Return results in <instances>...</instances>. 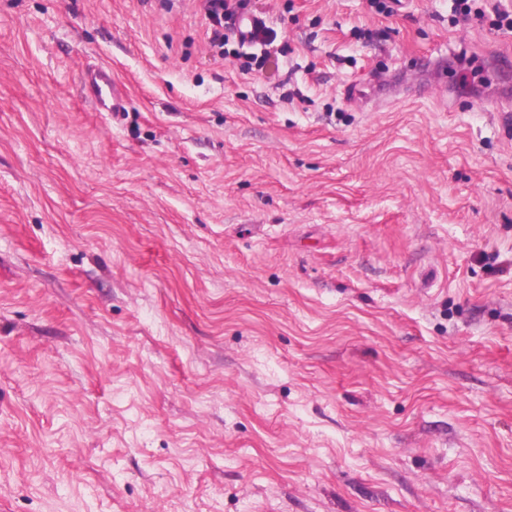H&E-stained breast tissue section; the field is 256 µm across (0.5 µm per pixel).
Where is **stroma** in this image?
<instances>
[{
    "mask_svg": "<svg viewBox=\"0 0 512 512\" xmlns=\"http://www.w3.org/2000/svg\"><path fill=\"white\" fill-rule=\"evenodd\" d=\"M195 5L0 0V512H512V27ZM198 2L203 19L208 26L207 34L211 44L224 48L231 39L241 49L246 47L259 50L260 53H239V56L247 59L243 65L245 71L252 70L253 63L260 69L269 63L278 33L263 17L258 28L251 35L256 26V19L253 16H247L239 21L240 32L246 38L250 36L248 41L238 33V19L252 13L251 0H199ZM81 91L96 111L121 112L125 106L124 97L112 79L109 66L87 71L81 80Z\"/></svg>",
    "mask_w": 512,
    "mask_h": 512,
    "instance_id": "obj_1",
    "label": "stroma"
}]
</instances>
